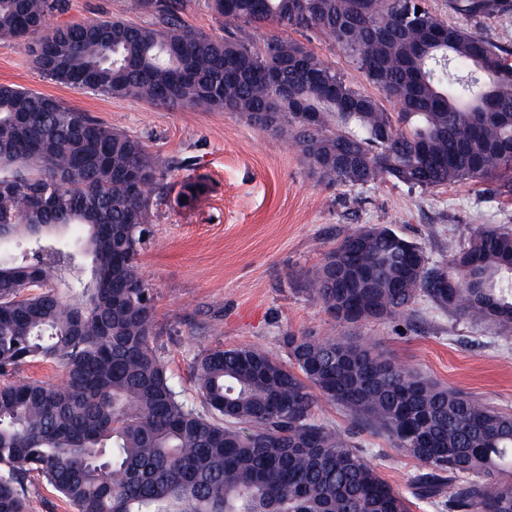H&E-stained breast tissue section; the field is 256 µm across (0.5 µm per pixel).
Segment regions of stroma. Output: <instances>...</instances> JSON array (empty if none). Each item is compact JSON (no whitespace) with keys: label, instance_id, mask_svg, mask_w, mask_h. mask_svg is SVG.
Instances as JSON below:
<instances>
[{"label":"stroma","instance_id":"stroma-1","mask_svg":"<svg viewBox=\"0 0 512 512\" xmlns=\"http://www.w3.org/2000/svg\"><path fill=\"white\" fill-rule=\"evenodd\" d=\"M66 20L143 23L138 0H68ZM325 64L369 95L378 90L316 31L289 29ZM13 84L90 113L143 140L175 172L154 199V238L141 254L154 295L157 344L167 371L196 400L192 363L215 348L254 344L282 353L288 333L353 336L439 385L512 413V336L420 302L413 316L346 324L304 291L307 275L346 233L386 226L420 244L429 263H447L481 225L512 232V195L486 199V183L464 181L426 192L392 181L348 187L313 171L302 153L240 115L206 107L167 109L145 100L76 90L46 78L15 42L0 39V84ZM206 193L181 206L183 182ZM380 477L406 491L418 464L384 437L364 435Z\"/></svg>","mask_w":512,"mask_h":512}]
</instances>
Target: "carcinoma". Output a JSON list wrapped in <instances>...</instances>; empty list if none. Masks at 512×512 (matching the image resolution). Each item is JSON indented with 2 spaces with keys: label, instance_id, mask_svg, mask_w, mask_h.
<instances>
[{
  "label": "carcinoma",
  "instance_id": "obj_1",
  "mask_svg": "<svg viewBox=\"0 0 512 512\" xmlns=\"http://www.w3.org/2000/svg\"><path fill=\"white\" fill-rule=\"evenodd\" d=\"M143 6L142 24H54L66 0H0V38L77 90L238 113L342 186L469 180L512 193V49L427 0H210L223 37L188 27L181 0ZM448 8L507 20L503 0ZM243 24L321 32L397 111L297 40L235 36ZM170 173L140 139L0 84V243L27 245L0 260V512H31V476L76 512H410L366 458L363 431L419 463L412 497L441 512H512V414L352 337L290 333L285 361L253 345L208 350L192 365L202 408L188 401L155 345L140 262ZM205 190L183 183L182 205ZM331 257L352 278L336 283L323 264L304 291L338 321L406 317L425 299L512 327V233L494 225L423 270L424 248L388 227L355 229ZM34 364L64 383L12 379ZM322 399L352 427L321 421Z\"/></svg>",
  "mask_w": 512,
  "mask_h": 512
}]
</instances>
